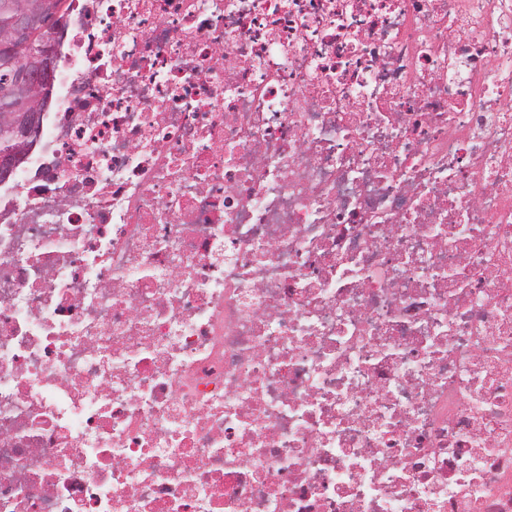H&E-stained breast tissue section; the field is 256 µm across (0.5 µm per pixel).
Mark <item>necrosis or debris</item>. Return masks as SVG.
<instances>
[{
  "label": "necrosis or debris",
  "instance_id": "4bbe7bcc",
  "mask_svg": "<svg viewBox=\"0 0 512 512\" xmlns=\"http://www.w3.org/2000/svg\"><path fill=\"white\" fill-rule=\"evenodd\" d=\"M68 5L0 512H512V0Z\"/></svg>",
  "mask_w": 512,
  "mask_h": 512
}]
</instances>
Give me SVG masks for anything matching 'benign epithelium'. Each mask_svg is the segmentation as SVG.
Wrapping results in <instances>:
<instances>
[{
  "instance_id": "7a95c632",
  "label": "benign epithelium",
  "mask_w": 512,
  "mask_h": 512,
  "mask_svg": "<svg viewBox=\"0 0 512 512\" xmlns=\"http://www.w3.org/2000/svg\"><path fill=\"white\" fill-rule=\"evenodd\" d=\"M47 6L46 0H32L16 9L9 26L0 33V47L10 49L31 42L40 32L38 17ZM56 57L54 44L41 45L35 68L17 69V82L45 92L52 84ZM3 116L7 122L6 131L14 142L12 147H0V181L5 183L29 160L42 128V112L37 104H24Z\"/></svg>"
}]
</instances>
